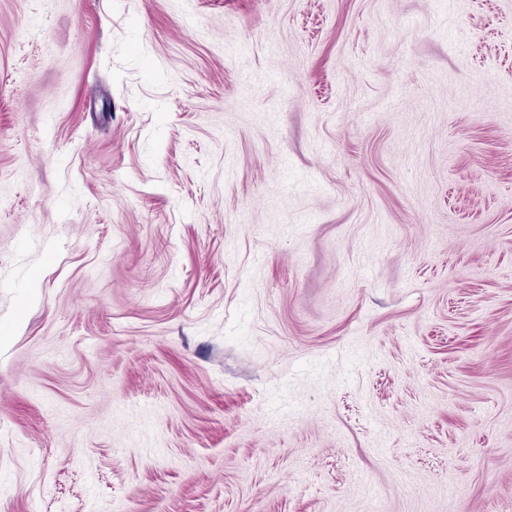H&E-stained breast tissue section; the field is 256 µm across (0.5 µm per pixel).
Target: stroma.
<instances>
[{
	"mask_svg": "<svg viewBox=\"0 0 512 512\" xmlns=\"http://www.w3.org/2000/svg\"><path fill=\"white\" fill-rule=\"evenodd\" d=\"M0 512H512V0H0Z\"/></svg>",
	"mask_w": 512,
	"mask_h": 512,
	"instance_id": "stroma-1",
	"label": "stroma"
}]
</instances>
